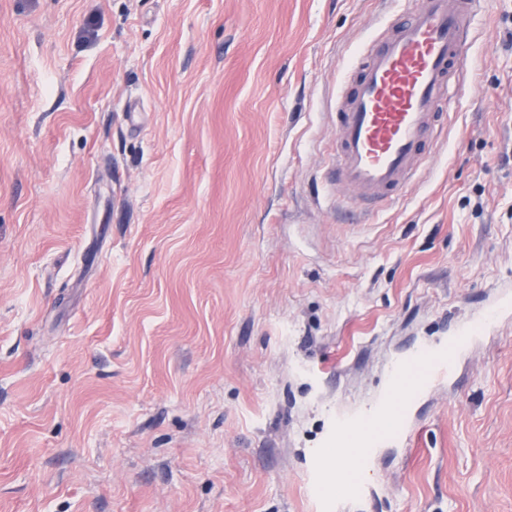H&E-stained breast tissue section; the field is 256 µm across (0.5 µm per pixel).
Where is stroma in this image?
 Returning <instances> with one entry per match:
<instances>
[{"mask_svg": "<svg viewBox=\"0 0 512 512\" xmlns=\"http://www.w3.org/2000/svg\"><path fill=\"white\" fill-rule=\"evenodd\" d=\"M401 0H0V512H317L313 449L512 288V0L423 172L331 176ZM344 512H512V319Z\"/></svg>", "mask_w": 512, "mask_h": 512, "instance_id": "stroma-1", "label": "stroma"}]
</instances>
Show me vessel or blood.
<instances>
[{
    "mask_svg": "<svg viewBox=\"0 0 512 512\" xmlns=\"http://www.w3.org/2000/svg\"><path fill=\"white\" fill-rule=\"evenodd\" d=\"M479 0H413L395 22L365 46L346 74L336 100V178L370 204L392 201L427 162L435 123L451 100L465 90L460 67L472 36ZM512 308L503 297L484 316L460 332L468 349ZM454 368L447 352L419 348L394 368L389 398L378 409L393 434L411 443L409 406L433 382L448 379ZM364 418L337 421L335 457L314 459L315 474L353 462L371 469L374 446Z\"/></svg>",
    "mask_w": 512,
    "mask_h": 512,
    "instance_id": "1",
    "label": "vessel or blood"
}]
</instances>
